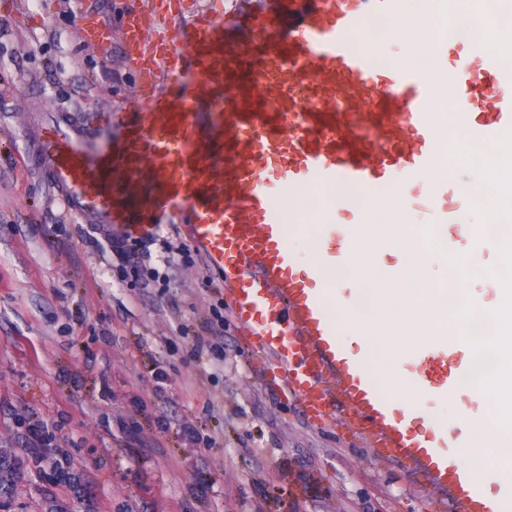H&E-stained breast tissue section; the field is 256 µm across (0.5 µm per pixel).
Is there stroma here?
<instances>
[{"label": "stroma", "mask_w": 512, "mask_h": 512, "mask_svg": "<svg viewBox=\"0 0 512 512\" xmlns=\"http://www.w3.org/2000/svg\"><path fill=\"white\" fill-rule=\"evenodd\" d=\"M30 2L0 0V402L65 417L60 444L97 474L101 512H127L138 501L148 512H448L447 492L374 452L348 419L310 424L298 397L264 383L262 352L229 319L232 300L197 247L188 245L177 272L166 267L161 242L179 223L156 230L147 262L159 273L154 281L66 213L46 167L32 159L31 127L40 111L81 122L137 104L121 32L96 45L82 38L84 16L107 19L126 2L41 0L36 10ZM455 149L437 206L447 223L486 233L484 265L460 289L490 313L501 240L488 230L486 208L462 193L487 170L472 143ZM318 195L320 210L293 231L302 269L315 262L316 239L329 237L337 248L340 227L359 214L328 188ZM217 310L226 315L220 369L189 356L191 337ZM159 368L174 403L171 430L161 447L144 449L150 479L141 486L131 474L130 433L154 430L163 405L154 395ZM185 423L213 445L181 439ZM209 463L223 469L224 482L194 496L190 485Z\"/></svg>", "instance_id": "stroma-1"}]
</instances>
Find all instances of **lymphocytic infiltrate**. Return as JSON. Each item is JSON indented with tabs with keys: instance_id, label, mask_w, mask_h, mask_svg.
<instances>
[{
	"instance_id": "lymphocytic-infiltrate-1",
	"label": "lymphocytic infiltrate",
	"mask_w": 512,
	"mask_h": 512,
	"mask_svg": "<svg viewBox=\"0 0 512 512\" xmlns=\"http://www.w3.org/2000/svg\"><path fill=\"white\" fill-rule=\"evenodd\" d=\"M17 423L13 451L0 450V512H11L25 477L35 476L42 485L44 506L40 512H100L103 488L90 468L59 447L62 421L13 409Z\"/></svg>"
}]
</instances>
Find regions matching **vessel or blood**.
Masks as SVG:
<instances>
[{
	"instance_id": "obj_1",
	"label": "vessel or blood",
	"mask_w": 512,
	"mask_h": 512,
	"mask_svg": "<svg viewBox=\"0 0 512 512\" xmlns=\"http://www.w3.org/2000/svg\"><path fill=\"white\" fill-rule=\"evenodd\" d=\"M443 13L409 14L403 0H236L229 11L165 9L141 0L115 22L137 29L149 22L152 66L138 76L146 114L111 110L121 136L93 146L91 125L52 118L38 130L41 162L71 213L103 232L121 226L140 237L179 215L208 269L232 294L231 316L260 345L279 373L277 390L301 395L303 412L342 414L374 437L393 460L410 461L450 491L452 512H512V493H487L448 456L456 437L432 428L418 433L376 386L362 358L349 355L314 284L325 267L298 268L289 225L271 208L273 183L301 193L343 182L373 192L372 204L391 209L413 202L435 211L434 193L402 198L376 194L390 176L411 184L419 171L440 175L447 127L431 109L439 85L462 105L458 135L497 156L512 132V71L502 60L512 42L470 40L453 68L440 60L455 50L445 37L427 42L429 66L380 69L360 35L382 20L398 33L438 19L455 23L462 0H444ZM184 20V46L168 33ZM241 23L249 37H224ZM284 38H275V30ZM419 381L448 395L467 375L433 340L420 352Z\"/></svg>"
}]
</instances>
